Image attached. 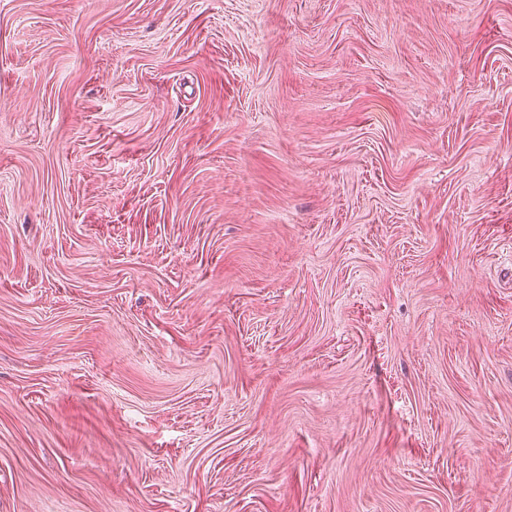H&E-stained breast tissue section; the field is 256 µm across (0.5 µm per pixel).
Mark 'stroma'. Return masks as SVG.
<instances>
[{
	"mask_svg": "<svg viewBox=\"0 0 512 512\" xmlns=\"http://www.w3.org/2000/svg\"><path fill=\"white\" fill-rule=\"evenodd\" d=\"M0 512H512V0H0Z\"/></svg>",
	"mask_w": 512,
	"mask_h": 512,
	"instance_id": "35a3bbf8",
	"label": "stroma"
}]
</instances>
